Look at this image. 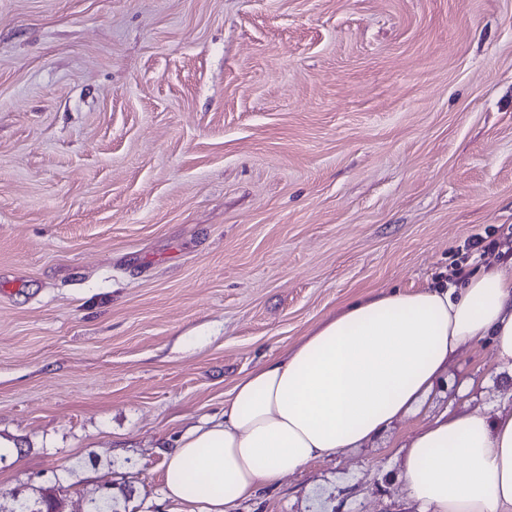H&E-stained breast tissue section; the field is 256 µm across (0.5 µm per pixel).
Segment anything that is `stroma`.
Returning <instances> with one entry per match:
<instances>
[{
    "label": "stroma",
    "instance_id": "stroma-1",
    "mask_svg": "<svg viewBox=\"0 0 512 512\" xmlns=\"http://www.w3.org/2000/svg\"><path fill=\"white\" fill-rule=\"evenodd\" d=\"M477 234L512 258V0H0V512H184L165 454L238 378ZM462 409H512L483 340L234 512H423L401 444ZM59 508V501L45 490L37 497L17 500L16 507L10 512H58Z\"/></svg>",
    "mask_w": 512,
    "mask_h": 512
}]
</instances>
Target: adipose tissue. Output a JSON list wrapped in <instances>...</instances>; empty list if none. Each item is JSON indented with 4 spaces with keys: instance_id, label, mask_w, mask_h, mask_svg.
I'll return each mask as SVG.
<instances>
[{
    "instance_id": "ef3b65f1",
    "label": "adipose tissue",
    "mask_w": 512,
    "mask_h": 512,
    "mask_svg": "<svg viewBox=\"0 0 512 512\" xmlns=\"http://www.w3.org/2000/svg\"><path fill=\"white\" fill-rule=\"evenodd\" d=\"M482 339L512 366V260L461 285L358 298L236 380L222 419L167 453L165 493L233 512L416 411L459 346ZM406 448L401 478L427 512H512V413L443 414Z\"/></svg>"
}]
</instances>
